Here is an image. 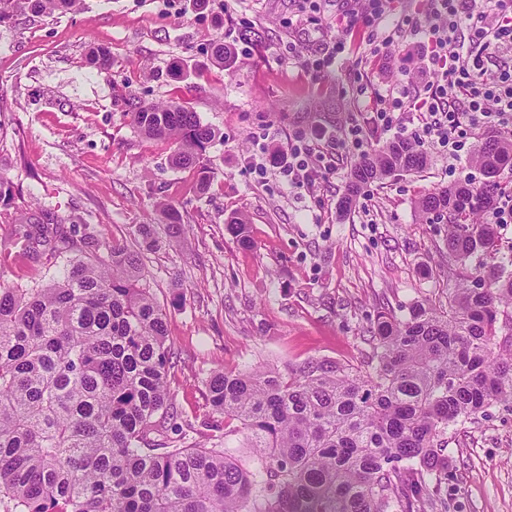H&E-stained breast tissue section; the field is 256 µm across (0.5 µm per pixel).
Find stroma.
<instances>
[{
  "label": "stroma",
  "mask_w": 512,
  "mask_h": 512,
  "mask_svg": "<svg viewBox=\"0 0 512 512\" xmlns=\"http://www.w3.org/2000/svg\"><path fill=\"white\" fill-rule=\"evenodd\" d=\"M360 9L361 0H85L80 13L0 23V176L13 193L0 204V282L39 288L55 274L48 254L22 251L23 233L44 215L67 217L79 235L91 227L131 243L139 225L163 223L160 203L176 208L182 224L142 259L175 363L168 435L187 445L224 440L208 399L213 372H283L311 359L359 365L376 312L448 303L446 226L414 202L480 184L471 153L452 158L424 144L426 169L369 184L344 217L338 205L358 154L344 153L313 191L288 186L272 158L317 126L360 127L366 148H377L395 134L374 126L355 88L373 95L437 82L416 36L373 55L369 29L337 28ZM244 29L260 41L240 40ZM218 37L235 50L233 69L211 60ZM339 39L346 50L327 70L289 58L321 57ZM96 47L111 52L110 67L89 65ZM130 98L181 102L218 130L207 188L196 169L173 165L172 144L131 123ZM240 214L249 249L225 228ZM447 452L448 512H512V406L450 429Z\"/></svg>",
  "instance_id": "1"
}]
</instances>
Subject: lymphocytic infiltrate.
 I'll return each instance as SVG.
<instances>
[{
  "instance_id": "obj_1",
  "label": "lymphocytic infiltrate",
  "mask_w": 512,
  "mask_h": 512,
  "mask_svg": "<svg viewBox=\"0 0 512 512\" xmlns=\"http://www.w3.org/2000/svg\"><path fill=\"white\" fill-rule=\"evenodd\" d=\"M406 26L421 36L427 66L441 80L415 95L400 91L386 105L373 107V124L390 130L401 114L414 113L411 138L455 156L469 150L475 127H495L511 136L512 67L491 73L485 62L512 45V0H438L431 19H410ZM467 28L474 31L469 40L462 37ZM331 140L321 132L292 141L287 159L279 164L280 175L292 186H314L332 167L319 148Z\"/></svg>"
}]
</instances>
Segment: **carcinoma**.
I'll return each instance as SVG.
<instances>
[{"label":"carcinoma","mask_w":512,"mask_h":512,"mask_svg":"<svg viewBox=\"0 0 512 512\" xmlns=\"http://www.w3.org/2000/svg\"><path fill=\"white\" fill-rule=\"evenodd\" d=\"M84 0H0L16 13H77ZM225 69L234 50L218 38ZM139 132L175 146L199 171L216 131L171 101L130 103ZM472 162L485 180L437 188L415 201L446 221L455 280L448 309L380 311L368 327V369L312 360L283 374L217 371L209 402L224 415V447L163 435L172 407L166 315L144 284L137 251L87 229L74 240L53 215L30 226L25 250L64 260L43 288L0 287V508L3 512H448V429L512 404V259L476 214L504 187L512 139L493 138ZM426 164L399 138L351 169L341 213L364 188ZM252 246L247 221L226 224ZM478 259L471 265L472 259ZM507 333H502V330ZM249 464L233 453L237 435Z\"/></svg>","instance_id":"1"}]
</instances>
